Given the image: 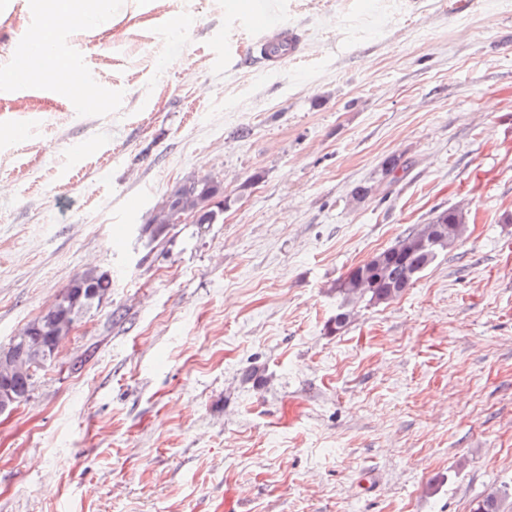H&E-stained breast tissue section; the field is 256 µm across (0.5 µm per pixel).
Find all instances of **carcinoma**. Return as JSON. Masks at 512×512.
Instances as JSON below:
<instances>
[{"instance_id": "1", "label": "carcinoma", "mask_w": 512, "mask_h": 512, "mask_svg": "<svg viewBox=\"0 0 512 512\" xmlns=\"http://www.w3.org/2000/svg\"><path fill=\"white\" fill-rule=\"evenodd\" d=\"M411 163L401 155H392L382 164V181L392 184L402 179ZM224 191L220 182L208 176H191L175 184L157 207L149 221L140 228L141 235L151 241L163 240L174 227L175 216L189 213L196 223L217 224L224 214ZM467 231L462 211L452 208L436 212L425 224H414L392 245L379 250L368 260L351 268L340 280L336 293L340 302L329 320L332 333H340L352 322L355 307L362 303L388 304L401 297L418 276L443 253L456 248ZM112 293V272L98 267L76 274L60 296L34 320L26 324L20 335L28 337L35 347V358L42 366L51 364L66 336L63 313L72 316L99 307ZM35 375L8 365H0V393L28 399ZM472 512H505L498 491L490 490L480 498Z\"/></svg>"}]
</instances>
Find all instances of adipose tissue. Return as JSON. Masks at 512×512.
<instances>
[{
	"instance_id": "obj_1",
	"label": "adipose tissue",
	"mask_w": 512,
	"mask_h": 512,
	"mask_svg": "<svg viewBox=\"0 0 512 512\" xmlns=\"http://www.w3.org/2000/svg\"><path fill=\"white\" fill-rule=\"evenodd\" d=\"M32 10L41 18L38 28L24 35L28 51L37 60L29 65L11 64L0 70V78L11 83L24 84L32 80L45 83L59 91H67L71 82V68L60 61L54 42L61 21L75 28L107 29L111 17L110 0H98L97 7H89L86 0H30Z\"/></svg>"
}]
</instances>
